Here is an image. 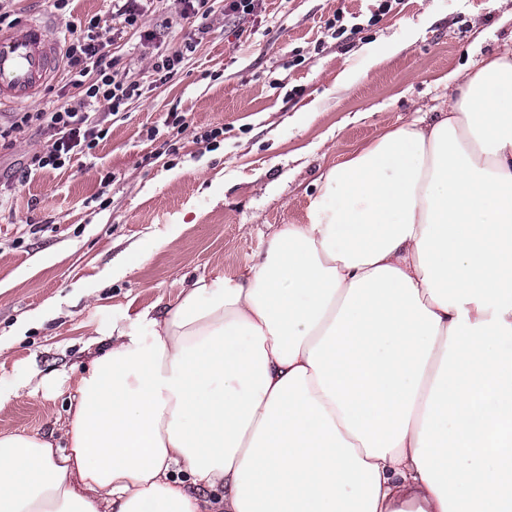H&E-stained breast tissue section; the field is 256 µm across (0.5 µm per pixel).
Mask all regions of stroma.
Listing matches in <instances>:
<instances>
[{
	"mask_svg": "<svg viewBox=\"0 0 512 512\" xmlns=\"http://www.w3.org/2000/svg\"><path fill=\"white\" fill-rule=\"evenodd\" d=\"M264 0L228 17L210 0L209 35L189 44L180 0H152L114 38L110 0H0L15 23L63 33L96 20L119 74L142 95L102 113L107 135L59 170L21 169L51 134L0 140V384L51 378L0 406V432L58 434L90 340L112 327L150 333L199 277L240 272L282 224H302L324 173L387 128L448 100L450 71L512 38V0ZM161 30L159 40L141 32ZM184 47L159 81L156 54ZM185 117L181 134L165 125ZM223 128L216 142L205 131ZM172 224L179 237L157 238ZM131 272L113 276L115 262Z\"/></svg>",
	"mask_w": 512,
	"mask_h": 512,
	"instance_id": "1",
	"label": "stroma"
}]
</instances>
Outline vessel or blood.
Returning <instances> with one entry per match:
<instances>
[{
    "instance_id": "b4317fda",
    "label": "vessel or blood",
    "mask_w": 512,
    "mask_h": 512,
    "mask_svg": "<svg viewBox=\"0 0 512 512\" xmlns=\"http://www.w3.org/2000/svg\"><path fill=\"white\" fill-rule=\"evenodd\" d=\"M57 62L58 42L44 26L30 22L0 32V105L33 102Z\"/></svg>"
}]
</instances>
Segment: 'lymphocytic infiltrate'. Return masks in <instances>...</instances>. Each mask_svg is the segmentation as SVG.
I'll return each mask as SVG.
<instances>
[{
    "instance_id": "lymphocytic-infiltrate-1",
    "label": "lymphocytic infiltrate",
    "mask_w": 512,
    "mask_h": 512,
    "mask_svg": "<svg viewBox=\"0 0 512 512\" xmlns=\"http://www.w3.org/2000/svg\"><path fill=\"white\" fill-rule=\"evenodd\" d=\"M62 60L70 84L79 92L76 103L50 111L15 112L6 126H0L1 140L24 134L34 126L52 131L51 143L28 161L24 169L28 176L61 169L74 155L95 149L105 137L96 108L103 105L115 113L125 101L142 94L139 83L119 78L114 59L98 40L95 23L81 30L70 28Z\"/></svg>"
}]
</instances>
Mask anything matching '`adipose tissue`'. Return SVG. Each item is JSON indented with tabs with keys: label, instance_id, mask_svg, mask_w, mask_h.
<instances>
[{
	"label": "adipose tissue",
	"instance_id": "1",
	"mask_svg": "<svg viewBox=\"0 0 512 512\" xmlns=\"http://www.w3.org/2000/svg\"><path fill=\"white\" fill-rule=\"evenodd\" d=\"M148 322L0 434V512H512V41Z\"/></svg>",
	"mask_w": 512,
	"mask_h": 512
}]
</instances>
